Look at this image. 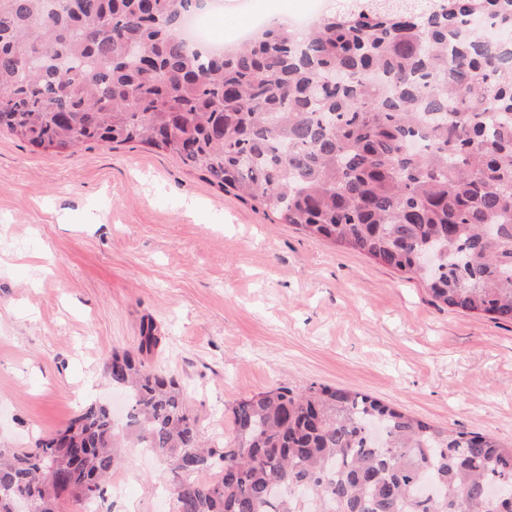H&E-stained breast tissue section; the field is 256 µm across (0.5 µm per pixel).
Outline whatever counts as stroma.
I'll list each match as a JSON object with an SVG mask.
<instances>
[{
  "instance_id": "obj_1",
  "label": "stroma",
  "mask_w": 512,
  "mask_h": 512,
  "mask_svg": "<svg viewBox=\"0 0 512 512\" xmlns=\"http://www.w3.org/2000/svg\"><path fill=\"white\" fill-rule=\"evenodd\" d=\"M179 381L219 446L234 402L317 383L448 430L512 443V321L435 302L422 283L265 216L130 143L78 152L0 135V445L64 429L123 394L112 351ZM167 465L123 452L104 512H169Z\"/></svg>"
}]
</instances>
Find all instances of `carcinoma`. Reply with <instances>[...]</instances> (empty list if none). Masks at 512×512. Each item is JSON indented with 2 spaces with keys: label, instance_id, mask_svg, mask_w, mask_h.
<instances>
[{
  "label": "carcinoma",
  "instance_id": "carcinoma-1",
  "mask_svg": "<svg viewBox=\"0 0 512 512\" xmlns=\"http://www.w3.org/2000/svg\"><path fill=\"white\" fill-rule=\"evenodd\" d=\"M197 2L0 0V133L167 153L448 308L512 321V0L360 4L212 52L182 38ZM160 342L149 322L139 357L107 360L125 428L91 401L32 448L0 446V512L18 493L58 512L51 464L98 502L128 444L169 466L171 512H500L483 488L512 496V446L314 383L235 402L208 447L183 388L142 359Z\"/></svg>",
  "mask_w": 512,
  "mask_h": 512
}]
</instances>
